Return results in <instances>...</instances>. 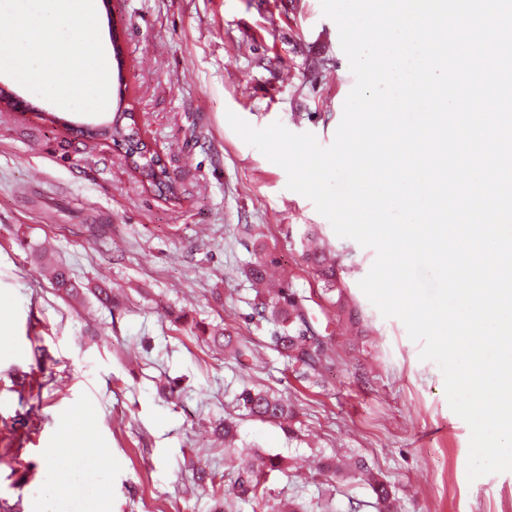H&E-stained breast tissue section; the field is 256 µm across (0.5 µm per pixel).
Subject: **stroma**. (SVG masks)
Instances as JSON below:
<instances>
[{"label": "stroma", "mask_w": 512, "mask_h": 512, "mask_svg": "<svg viewBox=\"0 0 512 512\" xmlns=\"http://www.w3.org/2000/svg\"><path fill=\"white\" fill-rule=\"evenodd\" d=\"M99 26L107 50L123 30L127 79L126 102L110 94L99 119L132 108L177 195L150 190L111 142L76 136L88 115L0 77L36 106L0 110V512L99 502L107 512H212L196 470L224 473L238 449L280 460L268 475L274 496L312 512H375L372 474L397 512H512V472L468 478L470 428L439 366L360 289L374 250L338 237L227 121L231 111L332 143L355 77L320 0H112ZM310 226L337 258L342 304L302 258ZM259 252L331 317L322 386L274 350L273 325L247 319L256 290L243 270ZM41 254L83 293L59 295ZM103 286L112 304L94 296ZM217 327L248 341L253 359L239 364L205 342ZM171 381L180 398H168ZM246 386L285 400L293 431L241 416ZM227 417L237 422L231 452L218 430ZM87 440L107 461L72 457L78 481L50 497L48 449ZM340 458L369 471L336 470Z\"/></svg>", "instance_id": "1"}]
</instances>
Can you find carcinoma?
Returning a JSON list of instances; mask_svg holds the SVG:
<instances>
[{
    "instance_id": "obj_1",
    "label": "carcinoma",
    "mask_w": 512,
    "mask_h": 512,
    "mask_svg": "<svg viewBox=\"0 0 512 512\" xmlns=\"http://www.w3.org/2000/svg\"><path fill=\"white\" fill-rule=\"evenodd\" d=\"M116 124L112 126V136L122 137L121 144L126 147L127 156L132 158L133 170L152 166L161 158L147 154V143L134 113L118 112L114 115ZM303 259L323 283L322 292L327 295L333 291L341 294L343 288L336 279V256L329 251H317L312 246L303 250ZM275 261L258 256L243 270L246 279L256 289L258 302L252 307L249 321L271 322L277 327L271 337L274 348L304 382L318 385L322 382V371L331 359L332 336L321 332L314 325V318L307 306L308 297L301 294L286 280L278 283L272 280V266ZM51 283L55 290L69 296L80 288L72 280L65 267L53 264L49 266ZM224 339V352L230 353L237 361L250 356L253 350L231 333L224 331L213 336V341ZM238 410L259 420L272 422L291 430L294 412L281 398L263 388H245L236 396ZM279 468V463L270 459H257L234 471L219 476L204 469L197 471V483L208 491L216 503L215 512H224L232 508L230 497L252 505L253 512H304L301 505L294 501H274L271 489L265 483L267 472ZM372 487L377 496L378 512H390L386 503L390 500L389 485L373 480Z\"/></svg>"
}]
</instances>
